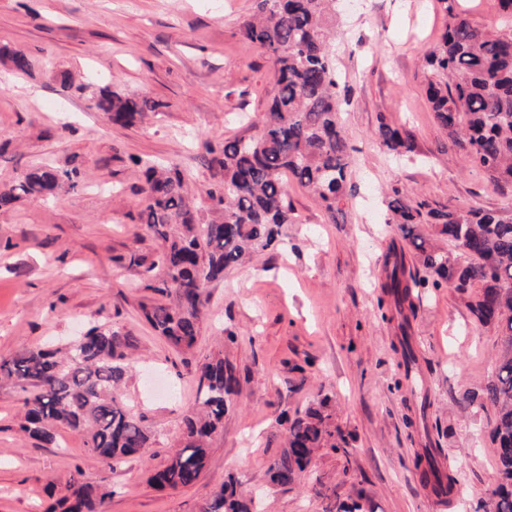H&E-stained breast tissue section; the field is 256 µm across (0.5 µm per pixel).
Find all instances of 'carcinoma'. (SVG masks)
Masks as SVG:
<instances>
[{
  "instance_id": "cac0c4a2",
  "label": "carcinoma",
  "mask_w": 512,
  "mask_h": 512,
  "mask_svg": "<svg viewBox=\"0 0 512 512\" xmlns=\"http://www.w3.org/2000/svg\"><path fill=\"white\" fill-rule=\"evenodd\" d=\"M448 25L427 54V97L436 120L499 189L512 186V34H493L456 10L458 0H434ZM336 0H254L242 25L250 42L271 58L274 93L248 137L224 139L206 148L216 181L206 190L212 218L194 203L178 169L135 158L140 166L144 206L141 223L161 241L138 276L150 281L163 273L156 291L163 301L141 304L151 328L173 348L191 350L206 314L210 284L259 252L287 245L285 226L298 223L288 202L286 178L295 179L320 202L331 220L347 202L351 147L339 122L340 77L333 32ZM12 68L28 73L33 63L20 50L3 54ZM163 103L121 95L103 86L95 108L115 125H134ZM377 135L397 156L417 152L410 130L380 119ZM75 169L37 167L0 188V210L23 198H57L79 183ZM387 223L398 225L425 275H405V252L392 247L384 258L387 280L377 299L380 318L416 308L420 289L452 286L480 326L500 336L495 371L481 393L464 397V408L493 411L490 440L500 479L483 503L484 512H512V219L472 209L432 208L394 188ZM448 238L461 250L452 254L437 243ZM137 339L118 330L89 328L65 353L23 348L0 361V376L22 393L19 429L38 444L57 445V429L84 437L85 453L108 464L139 457L149 446L148 431L117 391L131 370ZM198 396L186 414L178 448L148 482L172 491L194 484L208 460L209 443L224 425L240 381L233 363L219 352L197 370ZM286 448L268 469L270 481L291 485L312 464L317 450L340 448L346 439L335 423L330 398L323 396L302 413L282 420ZM434 493L450 494L455 482L434 463L422 471ZM112 487L93 481L79 466L47 512H106ZM200 512H251L230 479L214 490Z\"/></svg>"
}]
</instances>
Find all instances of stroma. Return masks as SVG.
Masks as SVG:
<instances>
[{
	"label": "stroma",
	"mask_w": 512,
	"mask_h": 512,
	"mask_svg": "<svg viewBox=\"0 0 512 512\" xmlns=\"http://www.w3.org/2000/svg\"><path fill=\"white\" fill-rule=\"evenodd\" d=\"M253 0H0V46L36 66L14 73L0 61V187L30 169L78 168L69 194L24 198L0 210V357L47 342L62 346L94 325L139 340L120 394L150 430L144 454L118 466L84 453L62 427L41 448L18 429L22 395L0 380V512H42L75 464L112 485L108 512H199L235 477L255 512H324L316 482L364 512H476L498 480L487 412L458 402L493 374L498 337L477 327L453 289L422 291L407 332L377 309L388 247L392 188L431 206L484 209L512 218V191L495 189L434 117L424 56L447 18L432 0H339L336 64L345 85L341 122L352 153V195L328 220L296 181L298 221L288 249L266 251L211 283L208 316L192 355L154 334L140 305L155 298L136 276L158 240L141 224L134 158H153L193 177L198 199L213 183L206 144L250 134L272 95V62L242 34ZM70 73L64 88L59 73ZM107 85L161 101L131 127L95 111ZM410 129L418 158L398 161L375 134L379 119ZM235 342H223L225 331ZM419 360L417 387L396 386L401 335ZM223 351L240 392L214 437L196 483L161 491L147 472L176 446L197 397L196 368ZM328 395L347 444L320 449L311 475L274 486L267 470L284 449L282 413ZM451 469L452 507L438 505L414 465L417 455Z\"/></svg>",
	"instance_id": "1"
}]
</instances>
